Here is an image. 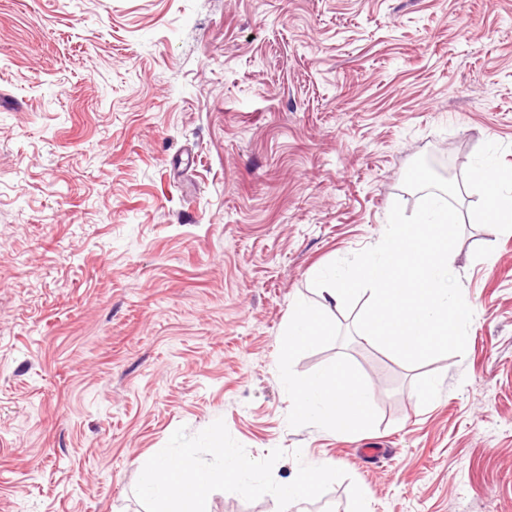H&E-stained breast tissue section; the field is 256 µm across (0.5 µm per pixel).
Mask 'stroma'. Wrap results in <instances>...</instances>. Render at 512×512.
<instances>
[{"mask_svg": "<svg viewBox=\"0 0 512 512\" xmlns=\"http://www.w3.org/2000/svg\"><path fill=\"white\" fill-rule=\"evenodd\" d=\"M457 180L466 350L410 366L329 312L378 414L293 428L314 276L377 244L410 163ZM512 0H0V512H144L137 459L223 419L307 512H512ZM435 394L418 393L419 377ZM301 459H294V451ZM490 165L479 170L474 177L476 183L482 185L487 192V204L483 214L484 220L488 219L496 224H512V190L507 192L493 188L496 180L512 183V172L495 173L491 176Z\"/></svg>", "mask_w": 512, "mask_h": 512, "instance_id": "1", "label": "stroma"}]
</instances>
